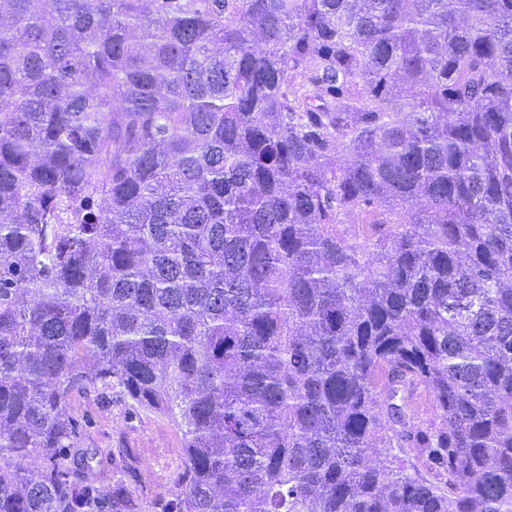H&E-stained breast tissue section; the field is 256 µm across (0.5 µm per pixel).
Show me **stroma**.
<instances>
[{"mask_svg":"<svg viewBox=\"0 0 512 512\" xmlns=\"http://www.w3.org/2000/svg\"><path fill=\"white\" fill-rule=\"evenodd\" d=\"M68 410L81 425L78 445L91 457L82 484L108 492L123 483L138 512H158L184 467L180 431L159 413L130 410L119 398L107 400L94 390L73 392Z\"/></svg>","mask_w":512,"mask_h":512,"instance_id":"35a3bbf8","label":"stroma"}]
</instances>
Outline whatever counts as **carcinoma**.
<instances>
[{
  "label": "carcinoma",
  "instance_id": "1",
  "mask_svg": "<svg viewBox=\"0 0 512 512\" xmlns=\"http://www.w3.org/2000/svg\"><path fill=\"white\" fill-rule=\"evenodd\" d=\"M90 388L160 512H512V0H0V512H135ZM68 410L82 426L77 447L93 457L81 483L111 492L121 482L138 512H158L156 505L168 497L184 468L180 431L157 412L132 411L115 395L105 400L95 390L73 392Z\"/></svg>",
  "mask_w": 512,
  "mask_h": 512
}]
</instances>
